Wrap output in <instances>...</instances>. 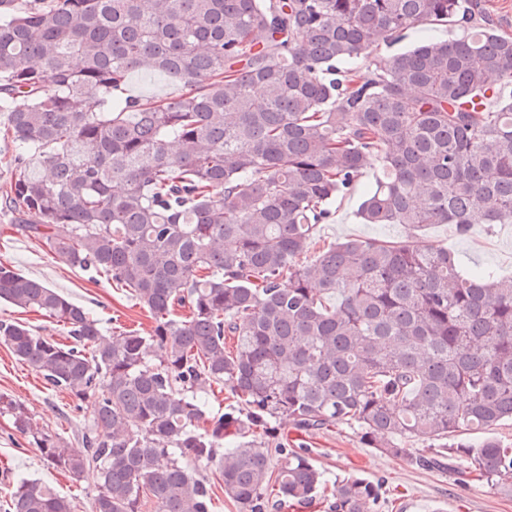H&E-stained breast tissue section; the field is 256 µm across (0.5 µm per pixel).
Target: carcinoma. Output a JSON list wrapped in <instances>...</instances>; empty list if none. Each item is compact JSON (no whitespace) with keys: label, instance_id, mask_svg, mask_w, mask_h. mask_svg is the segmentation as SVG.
Returning a JSON list of instances; mask_svg holds the SVG:
<instances>
[{"label":"carcinoma","instance_id":"obj_1","mask_svg":"<svg viewBox=\"0 0 512 512\" xmlns=\"http://www.w3.org/2000/svg\"><path fill=\"white\" fill-rule=\"evenodd\" d=\"M451 19L462 35L378 54ZM142 68L183 91L130 93ZM4 108L15 229L154 323L108 332L0 264V301L66 333L0 318V342L72 398L84 452L8 395L0 416L52 467L94 476L91 512H212L204 470L239 512L319 497L373 512L381 486L331 483L286 441L276 465L252 447L277 418L356 426L423 467L464 457L512 495V445L490 435L512 420V278L414 242L431 224L512 223V36L480 0H0ZM375 159L359 215L405 239L321 242ZM225 387L235 403L209 411ZM0 509L76 505L17 477ZM0 317L18 319L26 322L36 329L41 336H53L60 342H66L63 330L58 327L51 319L42 316L33 311L24 312L22 309L13 307L10 304L0 303Z\"/></svg>","mask_w":512,"mask_h":512}]
</instances>
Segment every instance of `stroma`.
Listing matches in <instances>:
<instances>
[{"instance_id":"1","label":"stroma","mask_w":512,"mask_h":512,"mask_svg":"<svg viewBox=\"0 0 512 512\" xmlns=\"http://www.w3.org/2000/svg\"><path fill=\"white\" fill-rule=\"evenodd\" d=\"M374 176L366 169L360 178L361 189L337 200L331 223L323 225L320 235L331 242L367 237L398 240L406 230L399 224H365L357 215L363 190ZM12 215L0 202V263L15 266L24 273L45 281L91 309L105 328L119 325L146 334L153 322L135 300L105 279L71 269L53 258L41 242L12 231ZM416 243L423 247L442 246L452 251L463 267L476 264L497 269L512 277V224H475L467 234H458L454 225L434 224L418 233ZM0 393L24 402L36 419L61 433L71 449H81L80 433L85 423L73 408L70 396L45 384L42 376L18 361L0 344ZM288 439L306 446L317 468L329 480L362 477L381 483V498L374 512H512V496L498 487L475 480L466 471L465 462L454 468L424 470L405 458L382 454L361 441L356 428L339 424L326 430L301 432L281 419L272 433H255L256 447H270L273 439ZM23 475L54 487L71 498L76 512H90L95 490L93 477L75 481L51 467L38 448L15 432L7 418L0 417V488L11 478Z\"/></svg>"}]
</instances>
